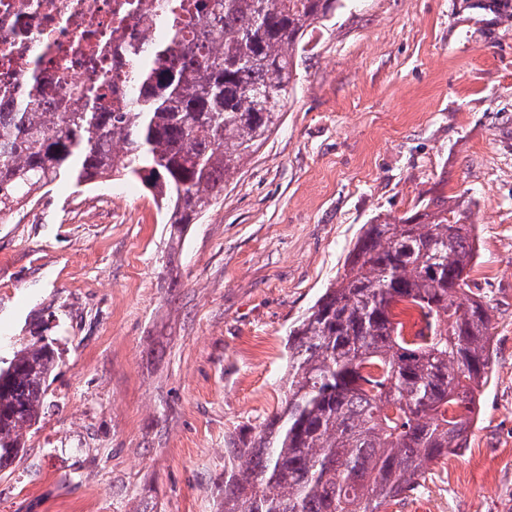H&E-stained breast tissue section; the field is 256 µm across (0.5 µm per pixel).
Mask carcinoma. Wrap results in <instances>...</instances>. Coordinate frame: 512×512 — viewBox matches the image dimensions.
I'll list each match as a JSON object with an SVG mask.
<instances>
[{
  "label": "carcinoma",
  "mask_w": 512,
  "mask_h": 512,
  "mask_svg": "<svg viewBox=\"0 0 512 512\" xmlns=\"http://www.w3.org/2000/svg\"><path fill=\"white\" fill-rule=\"evenodd\" d=\"M337 2L199 0L208 41L160 45L116 106L103 80L50 112L31 76L0 112V219L56 182L139 180L182 239L279 126L302 44ZM463 207L440 195L363 226L343 274L289 330L280 410L226 441L220 512H388L466 447L492 335L469 285L474 225L450 219ZM400 305L421 323L410 335ZM54 368L40 341L0 368L1 470L21 458Z\"/></svg>",
  "instance_id": "carcinoma-1"
}]
</instances>
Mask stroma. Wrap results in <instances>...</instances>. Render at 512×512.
Wrapping results in <instances>:
<instances>
[{"instance_id":"1","label":"stroma","mask_w":512,"mask_h":512,"mask_svg":"<svg viewBox=\"0 0 512 512\" xmlns=\"http://www.w3.org/2000/svg\"><path fill=\"white\" fill-rule=\"evenodd\" d=\"M281 126L171 245L141 182L0 220V368L58 367L0 512H217L224 441L284 399L288 331L362 225L462 195L493 325L465 451L388 512H512V0H338Z\"/></svg>"}]
</instances>
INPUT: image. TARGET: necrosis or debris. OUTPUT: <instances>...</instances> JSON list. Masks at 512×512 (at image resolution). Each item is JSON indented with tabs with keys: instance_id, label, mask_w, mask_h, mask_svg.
Returning a JSON list of instances; mask_svg holds the SVG:
<instances>
[{
	"instance_id": "1",
	"label": "necrosis or debris",
	"mask_w": 512,
	"mask_h": 512,
	"mask_svg": "<svg viewBox=\"0 0 512 512\" xmlns=\"http://www.w3.org/2000/svg\"><path fill=\"white\" fill-rule=\"evenodd\" d=\"M197 0H0V110L29 91L28 64L41 60L39 80L48 100L71 98L76 88L112 77V100L128 94L131 63L122 46H139L152 60L165 35L201 32Z\"/></svg>"
}]
</instances>
